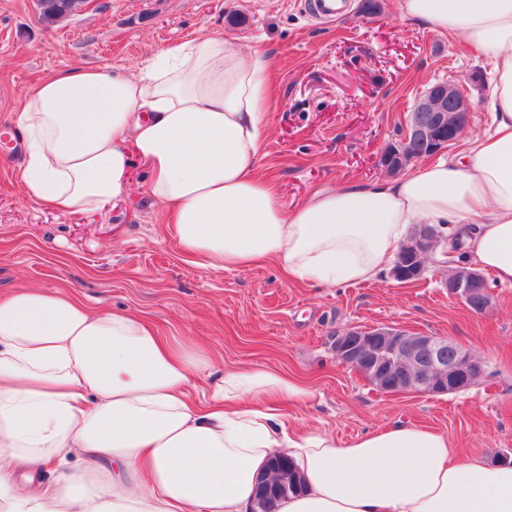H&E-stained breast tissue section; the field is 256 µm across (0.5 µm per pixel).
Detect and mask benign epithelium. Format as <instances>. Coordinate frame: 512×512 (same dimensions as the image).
<instances>
[{"instance_id": "benign-epithelium-1", "label": "benign epithelium", "mask_w": 512, "mask_h": 512, "mask_svg": "<svg viewBox=\"0 0 512 512\" xmlns=\"http://www.w3.org/2000/svg\"><path fill=\"white\" fill-rule=\"evenodd\" d=\"M469 115L462 85L446 81L431 86L410 111L400 141L381 155V165L398 172L416 158L441 152L464 133ZM441 241L438 225H415L410 248L393 264L392 277L403 283L421 279L426 260L439 251ZM441 256L442 266H448V252ZM444 286L448 296L476 313L492 306L486 278L477 268L458 265L448 270ZM332 350L341 364L357 371L382 394L455 393L481 372L480 363L455 342L387 325L350 327L336 334Z\"/></svg>"}]
</instances>
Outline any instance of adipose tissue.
<instances>
[{
  "mask_svg": "<svg viewBox=\"0 0 512 512\" xmlns=\"http://www.w3.org/2000/svg\"><path fill=\"white\" fill-rule=\"evenodd\" d=\"M462 36L491 67L492 132L460 154L287 208L255 170L270 131L271 61L214 35L138 72L74 66L25 98L29 194L61 213L127 196L131 157L185 256L236 271L271 260L312 286H356L418 224H441L469 261L512 286V0H400ZM205 383L209 401L190 392ZM308 390L263 366L218 368L137 315L19 288L0 298V512H252L270 459L305 480L277 512H512V466L460 458L437 431L395 425L339 445L281 408ZM75 458L55 485L35 474Z\"/></svg>",
  "mask_w": 512,
  "mask_h": 512,
  "instance_id": "1",
  "label": "adipose tissue"
}]
</instances>
